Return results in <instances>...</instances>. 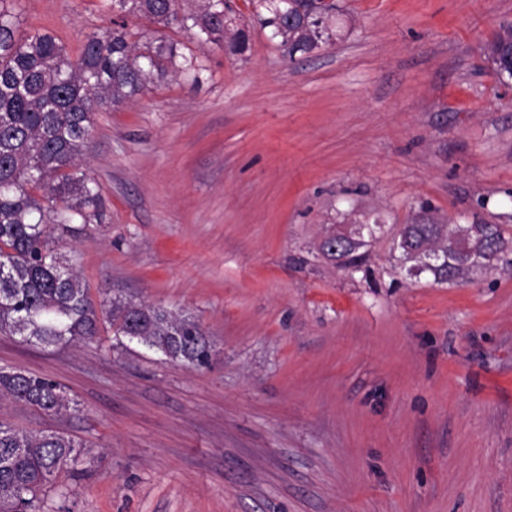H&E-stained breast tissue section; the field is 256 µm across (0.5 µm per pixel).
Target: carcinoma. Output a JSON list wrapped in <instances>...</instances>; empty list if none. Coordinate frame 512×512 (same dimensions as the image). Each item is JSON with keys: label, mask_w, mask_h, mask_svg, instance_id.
<instances>
[{"label": "carcinoma", "mask_w": 512, "mask_h": 512, "mask_svg": "<svg viewBox=\"0 0 512 512\" xmlns=\"http://www.w3.org/2000/svg\"><path fill=\"white\" fill-rule=\"evenodd\" d=\"M20 0H0V334L42 348L92 340L107 323L125 338L188 367L209 365L214 346L192 317L161 306L117 298L94 300L74 272L50 247L51 225L88 224L98 215L100 196L93 178L80 169L92 116L135 98L167 76L199 77L201 60L181 52L165 36L176 27L199 46L220 44L232 56L249 49L241 27L224 37V6L199 0H104L115 15L112 27L87 35L77 58L49 31L17 33ZM261 27L287 47L288 56L311 52L336 37L317 15L332 19L336 6L322 0H250ZM156 29L134 32L128 20ZM512 23L500 25L484 54L494 67L504 63ZM379 224H357L324 235L318 254L337 268L357 269ZM498 224H439L431 217L401 228L395 250L400 265L436 283H454L485 269L483 259L507 250ZM0 397L49 416L78 410L57 382L0 368ZM84 463V445L56 432H28L0 421V512H36L40 495L62 472Z\"/></svg>", "instance_id": "obj_1"}]
</instances>
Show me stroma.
<instances>
[{"label":"stroma","mask_w":512,"mask_h":512,"mask_svg":"<svg viewBox=\"0 0 512 512\" xmlns=\"http://www.w3.org/2000/svg\"><path fill=\"white\" fill-rule=\"evenodd\" d=\"M339 36L288 58L198 47L93 115L81 168L101 216L54 229L91 293L194 317L190 368L109 326L42 348L0 335V368L58 382L78 412L0 400V420L82 441L42 512H512V249L437 284L395 259L433 216L512 235V78L483 55L512 0H338ZM22 31L78 54L102 0H21ZM382 224L363 270L317 253L349 217Z\"/></svg>","instance_id":"stroma-1"}]
</instances>
